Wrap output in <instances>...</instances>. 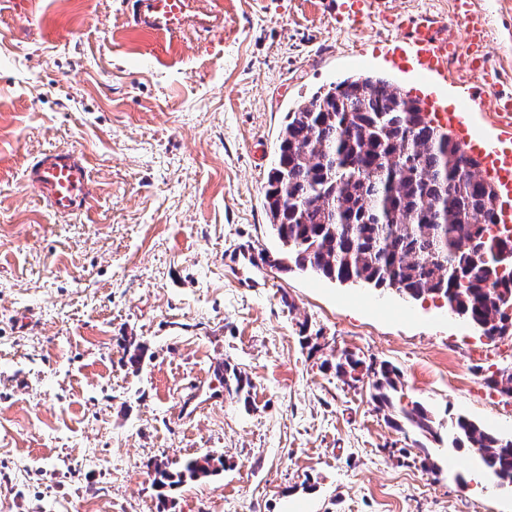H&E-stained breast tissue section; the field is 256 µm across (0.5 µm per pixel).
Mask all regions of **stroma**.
Returning a JSON list of instances; mask_svg holds the SVG:
<instances>
[{"mask_svg": "<svg viewBox=\"0 0 512 512\" xmlns=\"http://www.w3.org/2000/svg\"><path fill=\"white\" fill-rule=\"evenodd\" d=\"M217 28L169 41L124 0H0V512H512L474 451L390 427L368 385L323 366L347 350L402 374V402L512 435V336L487 341L442 300L278 268L264 190L287 112L348 77L411 90L379 14L335 0H196ZM455 39L452 0H384ZM490 19L485 110L512 95V0ZM87 158L94 195L59 217L29 165ZM250 246L265 262L225 265ZM143 346L140 365L128 354ZM248 378L224 386L221 364ZM214 475L160 490L149 466Z\"/></svg>", "mask_w": 512, "mask_h": 512, "instance_id": "stroma-1", "label": "stroma"}]
</instances>
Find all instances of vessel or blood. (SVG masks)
I'll return each instance as SVG.
<instances>
[{
    "label": "vessel or blood",
    "mask_w": 512,
    "mask_h": 512,
    "mask_svg": "<svg viewBox=\"0 0 512 512\" xmlns=\"http://www.w3.org/2000/svg\"><path fill=\"white\" fill-rule=\"evenodd\" d=\"M138 30L177 39L187 23L207 27L211 15L195 10L193 0H129ZM456 14L465 22V38L448 37L433 17L419 16L404 37L385 45L393 66L412 72L413 92L425 104L433 127L451 130L464 153L479 161L497 194L496 220L504 233L512 232V113L484 122L481 91L455 80L450 64L466 56L471 68L485 70L489 21L472 10L471 0H455ZM28 179L47 207L68 216L82 212L92 194L83 155L72 150L48 151L34 161Z\"/></svg>",
    "instance_id": "1"
}]
</instances>
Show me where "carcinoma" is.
<instances>
[{
	"label": "carcinoma",
	"instance_id": "obj_1",
	"mask_svg": "<svg viewBox=\"0 0 512 512\" xmlns=\"http://www.w3.org/2000/svg\"><path fill=\"white\" fill-rule=\"evenodd\" d=\"M450 132L431 126L421 103L383 78L347 79L286 115L265 191L270 226L284 250L278 265L342 284L392 288L420 300L442 297L448 311L493 340L512 332V249L487 235L496 224L495 195ZM509 269L498 272V266ZM336 377L370 380L386 423L443 442L422 405H401V374L389 364L364 365L345 351L328 364ZM512 398V371L486 378ZM224 384L249 381L224 365ZM421 467L441 468L414 441ZM448 447L472 448L485 473L512 488V436L465 416L450 418ZM215 458L187 460L177 472L153 464L154 484L174 487L216 472Z\"/></svg>",
	"mask_w": 512,
	"mask_h": 512
}]
</instances>
